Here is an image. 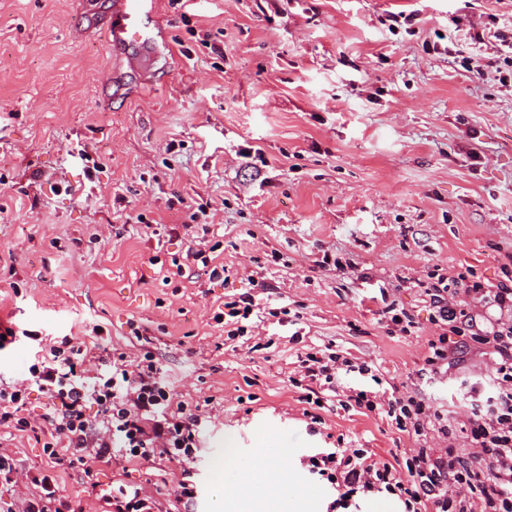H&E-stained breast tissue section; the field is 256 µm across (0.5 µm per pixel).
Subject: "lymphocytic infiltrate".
I'll list each match as a JSON object with an SVG mask.
<instances>
[{
    "label": "lymphocytic infiltrate",
    "instance_id": "lymphocytic-infiltrate-1",
    "mask_svg": "<svg viewBox=\"0 0 512 512\" xmlns=\"http://www.w3.org/2000/svg\"><path fill=\"white\" fill-rule=\"evenodd\" d=\"M502 259L503 279L493 285L468 267L448 274L438 266L426 279H400L420 290L436 326L422 375L441 374L472 349L492 359L491 376L470 386L473 405L465 419L443 413L422 392L378 386L371 363L328 345H305L300 334H292L298 350L290 383L311 404L324 408L326 394H336L340 409L377 414L413 441L401 470L364 448H325L310 455L309 473L335 492L333 505L341 512L374 495L397 497L404 512H420L427 504L432 512H512V283L506 280L512 251ZM257 286L248 278L215 313L228 339L254 335ZM102 332L96 325L79 342L47 339L27 377L0 387V429L43 439L51 461L22 485L13 458L0 451V487L9 489L21 512H156V498L145 487L100 486L101 468L122 463L178 464L177 502L197 496L194 462L207 420L201 405L178 399L153 352L108 351ZM35 389L45 399L37 416L27 411ZM63 464L80 469L83 495L66 492L57 472Z\"/></svg>",
    "mask_w": 512,
    "mask_h": 512
}]
</instances>
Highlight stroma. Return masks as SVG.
Segmentation results:
<instances>
[{"instance_id":"35a3bbf8","label":"stroma","mask_w":512,"mask_h":512,"mask_svg":"<svg viewBox=\"0 0 512 512\" xmlns=\"http://www.w3.org/2000/svg\"><path fill=\"white\" fill-rule=\"evenodd\" d=\"M113 6L0 0V318L18 332L0 383L26 376L39 339L100 324L106 345L154 352L183 400L214 399L187 512H221L237 490L271 512H327L334 493L309 455L340 441L387 461L411 439L375 414L324 409L313 424L288 382L292 327L265 318L273 344L252 353L226 345L213 315L254 276L300 312L305 344L372 362L450 416L470 410L461 378L490 357L418 376L435 327L419 290L396 283L438 263L494 284L512 249V87L486 65L512 0H157L145 74L139 48L110 46ZM399 11L410 20L392 23ZM201 207L230 276L212 283L193 264L163 284ZM325 255L358 269L319 267ZM383 289L416 335L387 334ZM260 433L272 485L247 480ZM171 470L98 479L157 484L171 512Z\"/></svg>"}]
</instances>
